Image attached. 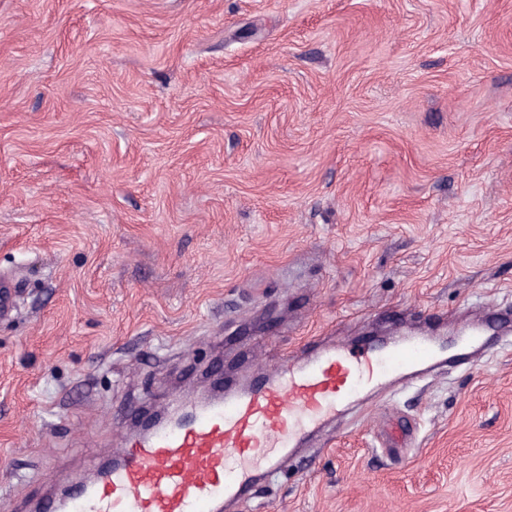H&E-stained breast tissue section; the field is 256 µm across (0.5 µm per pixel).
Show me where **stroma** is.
Segmentation results:
<instances>
[{"mask_svg": "<svg viewBox=\"0 0 512 512\" xmlns=\"http://www.w3.org/2000/svg\"><path fill=\"white\" fill-rule=\"evenodd\" d=\"M0 512L206 370L512 318V0H0ZM229 512H512V334Z\"/></svg>", "mask_w": 512, "mask_h": 512, "instance_id": "stroma-1", "label": "stroma"}]
</instances>
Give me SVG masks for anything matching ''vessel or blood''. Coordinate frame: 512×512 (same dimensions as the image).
I'll use <instances>...</instances> for the list:
<instances>
[{
	"instance_id": "b4317fda",
	"label": "vessel or blood",
	"mask_w": 512,
	"mask_h": 512,
	"mask_svg": "<svg viewBox=\"0 0 512 512\" xmlns=\"http://www.w3.org/2000/svg\"><path fill=\"white\" fill-rule=\"evenodd\" d=\"M438 355L431 337L415 335L285 361L184 425L129 441L119 462L66 512H222L258 474L277 476L355 396L398 376L419 377Z\"/></svg>"
}]
</instances>
